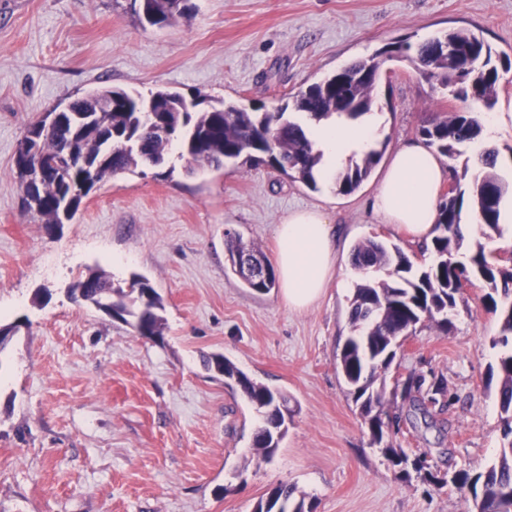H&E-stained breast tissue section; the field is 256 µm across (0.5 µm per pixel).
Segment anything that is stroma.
I'll use <instances>...</instances> for the list:
<instances>
[{
  "label": "stroma",
  "mask_w": 512,
  "mask_h": 512,
  "mask_svg": "<svg viewBox=\"0 0 512 512\" xmlns=\"http://www.w3.org/2000/svg\"><path fill=\"white\" fill-rule=\"evenodd\" d=\"M178 24H140L129 0H0V322L27 318L0 352V512H254L282 482L315 512H475L454 486L399 478L372 445L337 369L351 334L352 246L375 237L430 261L374 214L383 166L351 195L311 190L266 165L146 166L104 181L74 219L24 212L14 156L26 127L101 87L158 88L267 110L388 46L375 112L387 152L417 140L435 112H486L416 63L415 45L453 29L512 57V0H190ZM317 208L336 228L339 277L309 308L280 289L245 288L225 261L224 233L275 259L288 212ZM113 282L147 279L164 338L152 341L67 289L87 268ZM482 283L465 284L449 331L428 323L398 350L394 377L448 383L429 415L401 404L390 443L426 453L431 471L476 473L503 445L489 370L503 353ZM221 353L287 394L294 411L272 461L257 458L260 415L202 359Z\"/></svg>",
  "instance_id": "obj_1"
}]
</instances>
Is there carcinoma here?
<instances>
[{"instance_id":"cac0c4a2","label":"carcinoma","mask_w":512,"mask_h":512,"mask_svg":"<svg viewBox=\"0 0 512 512\" xmlns=\"http://www.w3.org/2000/svg\"><path fill=\"white\" fill-rule=\"evenodd\" d=\"M142 2L144 10L134 7L133 13L160 29L186 16L187 0ZM416 54L429 77L452 88L454 97L464 101L471 97L488 107L497 96L499 67L512 68L511 59L500 58L484 39L462 30L421 43ZM381 78L376 58L361 60L310 84L294 97L293 105L286 104L276 112H267L262 105L248 109L226 100L211 104L199 93L188 100L184 94L168 89H157L147 96L119 87L94 90L66 104L80 113L93 107L99 93L112 95V111L95 113L93 129L52 125L47 113L31 123L18 141L15 167L20 182L26 181L24 162L33 144H39L48 162L33 186V196L23 199L24 207L48 224H62L75 216L83 198L106 179L140 165L167 164L175 142L180 157L190 162L216 169L226 161L262 163L317 190L316 168L322 162V153L308 139L302 125L290 119L288 108L314 123L342 115L356 119L372 110ZM144 103L154 109V132L145 131L141 113L136 111V106ZM480 134L478 121L464 111L439 112L419 129L427 147L450 159L460 156L461 147L473 143ZM382 152L381 148H371L346 166L336 178V193L356 192L370 177ZM497 159V150H484L479 156L482 176L465 186L457 179L456 192L445 194L434 236L424 246L432 256L430 263L417 265L401 248H389L375 238L353 245L351 264L359 278L349 305L352 335L346 339L338 362L371 442L383 445L381 451L392 466L401 467L398 476L408 478L413 470L424 473V479L438 488L451 482L470 493L476 512H512V442L501 448L497 460L482 472H461L449 481L438 477L427 469L426 453L411 457L403 449L384 443L385 419H399L387 408V403L399 400L428 414L425 403L438 404L447 385L439 379L425 390V379L410 374L394 379L390 388L387 373L397 355L399 336L415 333L416 326L425 322L448 330L457 296L473 279L488 289L486 308L499 318L497 343L506 347L512 342V270L499 260L489 259L478 240L472 245L468 265L460 268L454 260L466 241L460 231L464 204L476 212L482 236L488 238L490 233L499 232L500 204L509 185L496 171ZM225 256L232 273L250 290L267 294L275 288L274 267L261 247L228 232ZM246 263L256 274H243ZM69 295L75 302L105 309L141 336L163 339L164 305L144 278H133L127 291L103 273L90 270L72 283ZM204 366L224 379L225 386L240 391L261 414L262 425L253 434L252 448L261 459L272 458L286 435L283 431L277 436L275 430L285 425L283 410L288 408V396L255 381L220 353L206 357ZM496 373L504 436H512V351L498 357ZM254 512H313V507L305 503V494H297L296 487L281 483L258 501Z\"/></svg>"}]
</instances>
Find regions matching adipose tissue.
<instances>
[{"label": "adipose tissue", "mask_w": 512, "mask_h": 512, "mask_svg": "<svg viewBox=\"0 0 512 512\" xmlns=\"http://www.w3.org/2000/svg\"><path fill=\"white\" fill-rule=\"evenodd\" d=\"M380 116L358 122L342 119L308 126L307 134L322 151L318 179L333 186L336 173L352 153L368 150L377 139ZM448 172L430 149L418 142L398 148L383 173L372 199L374 211L420 241L430 240L437 221L440 188ZM336 236L324 212L289 213L277 227V271L289 306L307 308L323 293L337 270Z\"/></svg>", "instance_id": "adipose-tissue-1"}]
</instances>
